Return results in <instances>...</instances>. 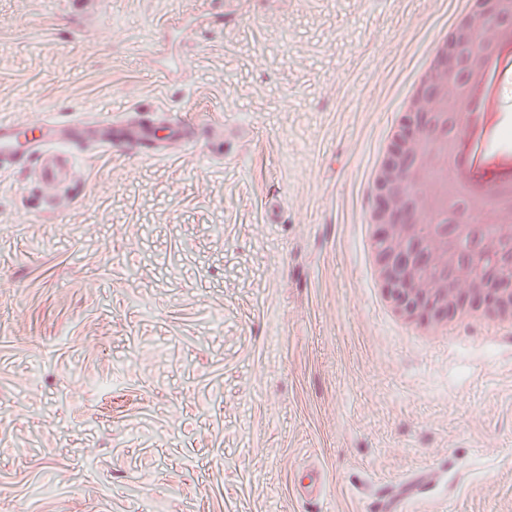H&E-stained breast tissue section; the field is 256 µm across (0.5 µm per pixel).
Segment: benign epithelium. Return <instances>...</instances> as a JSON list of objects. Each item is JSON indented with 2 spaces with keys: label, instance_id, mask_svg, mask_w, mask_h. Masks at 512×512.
<instances>
[{
  "label": "benign epithelium",
  "instance_id": "7a95c632",
  "mask_svg": "<svg viewBox=\"0 0 512 512\" xmlns=\"http://www.w3.org/2000/svg\"><path fill=\"white\" fill-rule=\"evenodd\" d=\"M484 5L486 16L508 26L512 24V14L501 10L500 0H484ZM482 37V29L469 18L457 29L452 42L469 47V52L451 51L442 56L432 82L419 95L407 129L386 163L376 195L375 205L380 216L379 261L392 298L412 315L440 319L467 301L493 307L500 292L512 291V264L490 263L480 270L462 266L451 283L425 276L419 265L439 266L446 258L441 252L422 258L412 254L406 231L418 228L422 221L409 213L407 197L397 187L407 161L420 148L425 133L432 127L434 99L440 94L449 98L455 94L454 85L448 82V72L477 73Z\"/></svg>",
  "mask_w": 512,
  "mask_h": 512
}]
</instances>
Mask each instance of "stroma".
I'll use <instances>...</instances> for the list:
<instances>
[{
  "instance_id": "1",
  "label": "stroma",
  "mask_w": 512,
  "mask_h": 512,
  "mask_svg": "<svg viewBox=\"0 0 512 512\" xmlns=\"http://www.w3.org/2000/svg\"><path fill=\"white\" fill-rule=\"evenodd\" d=\"M468 0H0V120L220 113L0 177V512H512V326L400 331L376 169ZM488 155H512V62ZM426 483L410 480L393 485L394 489L382 498L370 503V512H404L410 498L425 489Z\"/></svg>"
}]
</instances>
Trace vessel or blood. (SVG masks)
Masks as SVG:
<instances>
[{
  "label": "vessel or blood",
  "mask_w": 512,
  "mask_h": 512,
  "mask_svg": "<svg viewBox=\"0 0 512 512\" xmlns=\"http://www.w3.org/2000/svg\"><path fill=\"white\" fill-rule=\"evenodd\" d=\"M37 130V136L29 138L22 136L19 125L0 122L1 172L28 161L41 182L58 184L72 165L70 146L89 142L104 152L116 150L147 157L163 149L154 135L153 123L142 118L105 123L77 115L66 121L43 120ZM424 488V483L416 480L395 485L390 493L371 502L369 512H405L410 498Z\"/></svg>",
  "instance_id": "b4317fda"
}]
</instances>
